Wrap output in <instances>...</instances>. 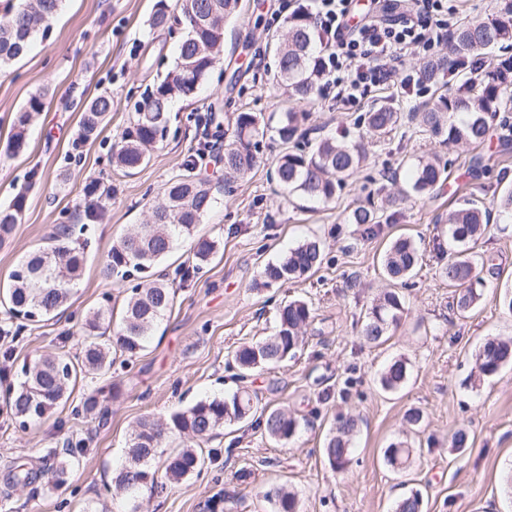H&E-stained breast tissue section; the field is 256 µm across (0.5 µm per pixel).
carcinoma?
<instances>
[{"label":"carcinoma","instance_id":"cac0c4a2","mask_svg":"<svg viewBox=\"0 0 512 512\" xmlns=\"http://www.w3.org/2000/svg\"><path fill=\"white\" fill-rule=\"evenodd\" d=\"M63 0H0V69L22 57L33 39L46 35L58 14ZM238 0H156L150 28L165 29L170 22L185 24L186 34L179 44L175 65L148 90L135 106V116L118 135L113 152L114 162L127 172L149 160V150L165 139L170 123L171 106L178 98H189L210 78L223 59L224 24L236 11ZM276 47V71L282 85L298 100H310L318 91L313 67L318 56L317 38L310 16L295 14L285 20V29L270 35ZM499 50L496 63L479 78L467 80L435 97L415 113L420 126L442 138L448 146L459 144L479 146L488 137L490 123L498 118L509 122L504 114L512 104V0L494 15L461 24L451 34L449 54L426 62L424 79L432 80L439 72H451L452 62L462 57H476L488 50ZM46 94L31 95L17 112L8 152L17 154L26 145V131L33 115L44 111ZM112 112V97L102 93L82 110L80 130L84 137L98 134ZM306 112H287L277 129L286 151L278 158L275 175L288 191L306 200L324 205L335 202L354 171L366 160L365 145L360 140L340 143L333 137L314 142L301 130ZM364 121L374 134H386L401 122V114L382 106L365 113ZM263 118L256 112L236 115L231 132L224 134L220 161L224 165V185L214 187L194 174V167L169 181L164 202L153 207L149 221L112 245L104 274L123 277L130 271L144 272L163 259L178 239L190 243L195 265L211 259L217 242L197 236V226L217 203L215 192L227 190L245 178L256 166L260 142L264 138ZM449 162L438 156L421 158L406 172L409 192L426 195L438 184ZM27 190L19 191L11 202L0 207V242L7 238L24 212ZM512 221V191L484 202L467 198L448 213L447 237L434 244L442 265L439 274L454 289L452 309L459 314L472 310L481 299L477 286L483 284L481 273L486 260L477 258L474 247L484 236L493 219ZM348 220L373 232L377 224L376 209L359 206ZM324 259L323 243L309 238L288 249L276 261L267 263L261 285L296 280L316 271ZM422 260L412 240L399 237L386 250L382 265L390 288L381 291L371 302L360 332L366 345H379L389 331L397 326L405 312L402 289L408 287ZM83 255L66 245L56 235L46 247L29 254L15 270L10 284L3 288L8 313L13 317L40 322L48 321L70 298L72 287L80 278ZM174 294L162 282L143 288L136 286L127 297L122 320L116 331V344L122 354L133 358L144 349L154 327L172 310ZM313 319V310L302 299H293L280 306L274 332L255 344L238 347L234 361L240 378L253 372L292 359L305 344L304 329ZM112 323V309L100 307L86 319L83 332L87 341L81 355L72 359L66 353L48 354L22 369L25 380L18 387H9L5 404L22 429L40 421L72 391L83 370L106 374L112 365V344L100 341ZM512 365V340L497 337L486 339L476 355L473 383L497 374ZM407 363L398 359L382 373L384 390L396 391L407 380ZM255 418L258 427L276 442H288L298 433L299 420L283 409L259 410L251 395L240 390L226 398L200 400L185 410L170 413L163 421L150 417L140 420L129 444V463L116 475L115 489L126 499L134 500L145 493L151 495L164 489V482H179L201 472L205 457L197 447L208 441L224 424ZM358 420L341 416L328 438L324 452L334 470H343L350 462L353 438ZM184 437L189 445L169 455L160 451L165 439ZM78 449L66 445L58 466L50 472L49 482L61 485L66 480L71 460ZM410 457V448L403 443L385 450L386 461L402 470ZM272 512H300L295 492L271 488L264 494ZM420 492L400 499L394 512H422Z\"/></svg>","mask_w":512,"mask_h":512}]
</instances>
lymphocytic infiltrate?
<instances>
[{"label":"lymphocytic infiltrate","mask_w":512,"mask_h":512,"mask_svg":"<svg viewBox=\"0 0 512 512\" xmlns=\"http://www.w3.org/2000/svg\"><path fill=\"white\" fill-rule=\"evenodd\" d=\"M293 7L317 31L319 93L332 112L351 111L381 86L413 95L417 82L403 70L404 57L447 42L456 25L448 0H412L390 17L357 15L354 0H294Z\"/></svg>","instance_id":"obj_1"}]
</instances>
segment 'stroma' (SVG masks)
<instances>
[{
  "instance_id": "35a3bbf8",
  "label": "stroma",
  "mask_w": 512,
  "mask_h": 512,
  "mask_svg": "<svg viewBox=\"0 0 512 512\" xmlns=\"http://www.w3.org/2000/svg\"><path fill=\"white\" fill-rule=\"evenodd\" d=\"M155 0H63L47 38L0 70V206L26 190L27 205L12 236L0 243V284L9 280L25 254L46 246L50 234L65 232L83 249V275L61 313L33 323L11 317L0 305V355L8 354L9 373L0 383L22 381L21 368L35 356L78 355L82 326L93 309L106 305L121 313L140 274L122 279L101 269L114 243L147 220L164 199L167 183L187 163L212 185L224 182L218 154L197 161L202 147L199 121L216 114L222 125L238 113L262 114L267 134L255 170L221 195L199 226L217 241L216 255L191 277L181 278L189 245L178 242L155 265L150 279L173 288L174 305L133 362L115 356L108 374H89L66 402L39 423L20 430L0 410V512H266L271 487L294 489L301 512H392L396 501L420 491L425 512H512V367L503 368L479 388L467 387L475 356L485 339L512 337V313L501 296L512 288V223L491 225L476 247L486 257L481 299L470 314L450 306L452 290L438 275L433 242L445 229L449 211L474 196L490 200L512 188V129L492 122L487 141L476 148L445 146L410 119L420 99L395 88L372 90L362 107L328 111L321 98L288 97L275 79L268 36L282 30L288 0H239L224 27V62L198 95L178 99L169 133L140 168L126 173L112 164V147L134 117V105L174 66L184 32L151 31ZM261 56L265 69L252 66ZM47 90V107L31 122L19 154L7 150L13 119L34 93ZM112 96V111L93 139H78L84 105L100 92ZM390 106L405 119L392 134L372 140L369 159L348 181L333 204L305 202L296 207L273 178L284 147L276 129L285 112H305L308 138L356 140L364 113ZM439 154L451 162L448 178L433 195L396 200L391 176L420 156ZM489 160L491 172L471 164ZM108 188L104 217L90 224L81 203L85 188ZM374 203L379 224L363 234L347 217L359 204ZM411 238L423 255L421 269L405 289L406 310L384 343L361 344L359 330L373 297L388 282L381 255L397 237ZM309 237L325 247L322 267L312 276L256 287L263 267ZM300 298L313 308L306 342L295 360L240 380L233 353L242 344L271 334L277 310ZM408 362L409 377L397 391L379 382L384 366ZM248 388L260 407L288 408L300 422L296 438L272 442L250 422L224 425L205 445L200 473L168 484L163 493L134 501L105 489L127 460L126 448L137 422L163 417L204 399ZM97 395L96 413L84 399ZM423 414L410 425L409 412ZM359 419L353 459L333 470L324 446L338 416ZM466 430L465 447L452 438ZM407 442L409 466L395 471L384 451ZM81 453L66 484L38 477L35 488L9 484L20 464L50 467L52 449L64 443Z\"/></svg>"
}]
</instances>
